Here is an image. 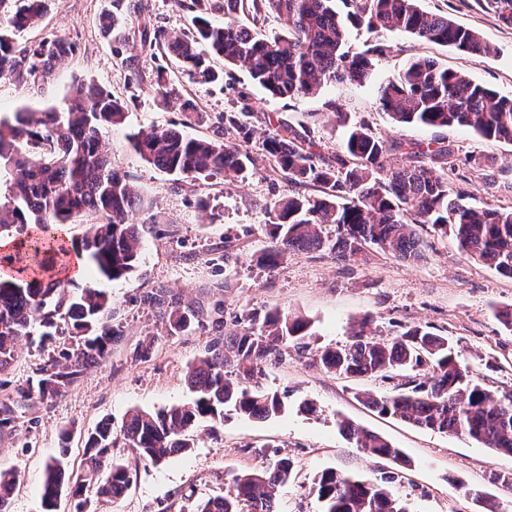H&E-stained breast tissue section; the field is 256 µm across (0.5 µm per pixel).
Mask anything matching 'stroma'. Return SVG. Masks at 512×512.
Returning <instances> with one entry per match:
<instances>
[{
  "label": "stroma",
  "instance_id": "obj_1",
  "mask_svg": "<svg viewBox=\"0 0 512 512\" xmlns=\"http://www.w3.org/2000/svg\"><path fill=\"white\" fill-rule=\"evenodd\" d=\"M418 5L477 32L490 53L467 54L407 33L379 36L353 28V46L382 47L371 58L368 80L329 84L314 95L288 99L271 97L245 71L225 66L223 58L211 60L221 80L203 83L161 48H143L136 32L144 25L165 36L192 32V11L173 0H49L41 22L20 33L22 43L63 38L75 50L47 78L19 84L0 77L1 117L23 109L61 108L79 82H93L125 104L124 124L102 128L101 140L114 165L139 189L135 219L141 261L135 274L120 281L76 280V287L95 284L107 291L125 335L75 388L35 403L14 432L0 436V467L14 469L19 477L10 512H40L44 466L61 451V429L73 432L67 453L75 467L85 434L102 418H110L117 433L131 409L156 411L189 401L183 377L209 332L163 333L140 301L160 286L203 303L223 299L228 336L242 331L238 318L245 309L310 320L307 351L268 361L253 378L263 389L287 394L288 411L267 420L232 415L216 426L200 422L193 430L196 447L157 465L135 461L126 448H113L114 457L131 471L126 494L116 501L91 490L79 500L65 494L58 512H196L200 501L227 491L235 475L261 468L264 459L257 450L264 446L277 448L294 463L292 478L277 491L280 512H320L311 487L323 470L369 478L388 466L349 444L336 428L340 418L381 435L411 459L412 469L394 486L411 512H480L474 499L478 491L492 495L499 512H512V490L500 482L512 477V455L379 415L355 394L388 392L392 382L338 377L312 364L317 351L345 345L363 318H370L371 331L381 338L421 325L458 343L473 379L497 396L512 394V333L494 315L495 309L512 305L511 278L468 259L453 234L430 229L421 233L425 257L415 264L374 248L346 262L324 251L294 252L272 268L258 262L273 219L268 204L292 192L287 179L270 175L265 167L262 142L277 119L316 142L325 157L339 152L347 131L359 125L391 144L442 139L454 153L461 187L476 203L512 206V141L487 140L463 127L398 126L379 104L381 87L418 57L512 96V22L500 19L489 0H418ZM108 14L116 24L107 35L101 19ZM160 70L177 90L166 106L152 91ZM187 103L204 115L203 122L187 127V134L223 139L249 152L254 165L245 176L233 182L222 176L181 178L151 167L135 152L132 135L181 122ZM245 105L253 112L246 130L225 131L224 113ZM149 333L157 338L152 354L134 359L139 339ZM305 401L315 405V414L300 411Z\"/></svg>",
  "mask_w": 512,
  "mask_h": 512
}]
</instances>
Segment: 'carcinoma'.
<instances>
[{"instance_id":"carcinoma-1","label":"carcinoma","mask_w":512,"mask_h":512,"mask_svg":"<svg viewBox=\"0 0 512 512\" xmlns=\"http://www.w3.org/2000/svg\"><path fill=\"white\" fill-rule=\"evenodd\" d=\"M341 2L346 11L336 8ZM208 0H191L195 16L191 36L155 39L203 82L219 79L209 57L248 73L272 95L300 98L336 82L361 83L369 76L372 45L356 51L349 27L368 31L405 32L431 44L462 52L487 54L490 47L473 30L448 17L420 10L417 0H224V22L207 16ZM46 0H0V74L20 82L43 79L74 52L63 39L20 44L17 33L44 16ZM266 11L284 24L282 33L261 38L241 23L239 15ZM379 103L398 124L467 127L488 140L512 141V97L471 81L430 58L412 60L379 92ZM124 104L92 83L78 84L66 105L48 112H15L0 119V236L16 237L18 260L27 274L0 275V377L10 374L22 342L55 340L66 325L68 341L58 355L48 356L15 391L0 402V435L15 431L16 421L36 400H52L75 386L91 367L104 360L123 336L108 295L86 286L68 292V283L47 274L54 255L75 254L94 277L119 281L136 271L140 258L139 225L133 213L139 193L128 175L115 167L102 148L104 126L123 123ZM185 120L166 129L134 136L132 147L149 165L168 174L238 176L254 159L218 140L190 137L183 128L203 121L195 108H184ZM303 139L285 122L265 140V154L276 172L294 187L317 188L318 195L294 193L273 202L270 246L261 261L273 266L292 251H327L339 261L361 255L369 247L415 263L425 257L418 228L453 232L461 252L512 278V207L484 208L469 203L471 195L448 181L444 168L452 150L439 141L409 144L405 162L390 163L393 145L363 125L352 128L342 153L323 160L301 147ZM92 213L100 222L88 234L66 242L64 228L75 214ZM170 336L209 328L197 362L184 381L191 401L158 411L133 410L122 426L123 444L139 461L160 464L194 446L197 422H224V413L268 419L287 409L276 392L249 388L244 382L263 363L279 359L292 347L309 346L311 323L279 311L263 316L244 310L249 327L224 335V301L205 308L165 288L143 297ZM363 319L350 340L316 353L315 363L327 373L345 377L405 381L386 395L355 394L368 409L420 429L470 439L483 448L512 454V395L497 397L472 380L459 361L454 342L422 326L388 340L367 331ZM339 433L364 454L391 460L396 469L377 478H358L325 470L314 480L322 512H409L389 484L407 470L404 453L382 436L348 419L336 422ZM60 456L46 463L41 493L43 512H57L67 490L79 497L94 488L99 497L121 498L131 483L128 465L112 456L117 439L106 418L84 437V459L73 485L65 483L66 452L71 432L59 435ZM266 464L233 479V491L211 495L197 512H279L277 489L292 476L294 463L276 449L261 448ZM17 473L0 469V508L9 506Z\"/></svg>"}]
</instances>
